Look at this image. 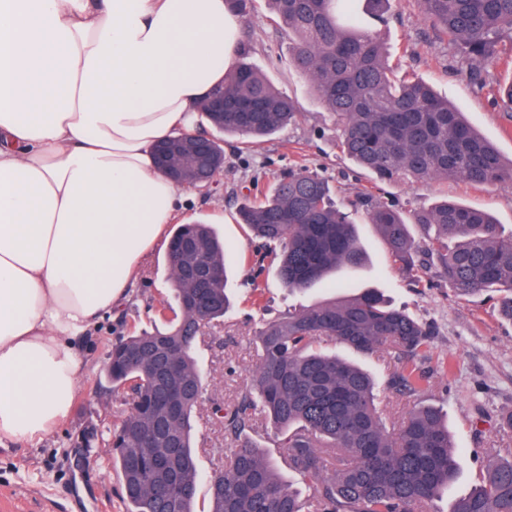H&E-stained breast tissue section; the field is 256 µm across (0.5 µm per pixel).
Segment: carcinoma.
Masks as SVG:
<instances>
[{
    "label": "carcinoma",
    "instance_id": "1",
    "mask_svg": "<svg viewBox=\"0 0 512 512\" xmlns=\"http://www.w3.org/2000/svg\"><path fill=\"white\" fill-rule=\"evenodd\" d=\"M289 41V65L311 82L339 126L346 157L387 182L454 179L469 185L512 181V159L478 134L462 114L422 80L399 77L377 34L362 15L382 19L392 0H265ZM436 37L470 62L467 76L500 62L498 42L512 38V0H415ZM224 111L199 105L218 133L244 144L270 137L298 115V106L239 55L224 76ZM493 103L512 122V79ZM368 223L378 227L394 262L418 286L433 264L436 276L460 299L490 292L512 321V238L487 212L442 198L407 215L397 205L360 198ZM238 223L263 241L285 287L305 290L336 269L362 264L351 214L333 199L326 178L306 168L278 177L271 190L245 197ZM421 225L423 244L411 226ZM191 236L195 250L168 263L178 305L164 331H141L112 344L104 373L125 393L127 411L112 436L113 463L122 475L125 512H193L197 463L192 412L202 403V375L194 359L192 322L219 321L229 306L228 253L209 224L178 225L176 240ZM208 295L203 311L189 306ZM257 364L230 410L218 406L231 448H215L212 512H422L458 478L462 458L442 414L416 405L391 433L377 408L372 377L320 350L340 344L363 353L409 359L427 350L431 333L375 290L296 308L265 321L253 336ZM427 380L405 364L388 389L414 395ZM260 415L276 429L283 465L314 487L308 502L284 481L266 451L248 435ZM341 453L336 466L329 458ZM448 512H512V456L490 455L481 483L455 498Z\"/></svg>",
    "mask_w": 512,
    "mask_h": 512
}]
</instances>
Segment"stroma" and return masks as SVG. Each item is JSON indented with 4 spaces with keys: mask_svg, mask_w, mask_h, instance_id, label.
I'll return each instance as SVG.
<instances>
[{
    "mask_svg": "<svg viewBox=\"0 0 512 512\" xmlns=\"http://www.w3.org/2000/svg\"><path fill=\"white\" fill-rule=\"evenodd\" d=\"M378 31L392 63L431 83L505 158H512V123L493 96L498 85L512 79V40L502 39V63L484 75L482 86L466 76L469 67L456 50L435 38L415 0H395L388 25ZM247 60L298 104L296 121L264 141L245 146L235 138L224 142V173L210 194L194 189L182 194V215L214 225L236 261L229 278L231 307L223 320L207 328L196 358L204 376L205 394L196 411V458L201 480L195 512H209L207 479L217 463L213 451L228 447L222 425L207 422L214 402L233 403L249 381L257 355L252 336L263 319L337 295L336 283L350 291H380L394 307L431 327L434 336L415 363L428 379L417 396L387 391V381L400 366L382 353L345 350L346 358L368 370L376 380L378 402L387 425H396L416 401L442 409L456 448L463 458V476L454 494L480 483L486 449L512 451V430L501 417L512 411V321L498 315L492 299L454 298L435 280L410 286L389 256L374 225L356 209L358 194L373 196L414 211L449 196L495 216L503 237L512 236V182L471 187L455 181L378 182L344 156L337 146L336 123L319 103L307 78L288 67V38L272 24L265 6H258L245 25ZM306 168L327 178L338 199L353 206L360 242L369 260L339 270L334 278L292 291L281 282L277 267L265 258L259 240L236 215L238 198L250 190L270 187L289 169ZM173 294L166 256L155 253L130 288L125 300L93 327L80 344L85 376L65 422L41 444L0 446V512H123L120 472L103 438L111 435L126 410L123 397L107 382L102 367L112 342L141 329L164 327L162 307ZM452 358L454 369L443 374L439 362Z\"/></svg>",
    "mask_w": 512,
    "mask_h": 512,
    "instance_id": "35a3bbf8",
    "label": "stroma"
}]
</instances>
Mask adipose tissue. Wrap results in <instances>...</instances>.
Listing matches in <instances>:
<instances>
[{"mask_svg": "<svg viewBox=\"0 0 512 512\" xmlns=\"http://www.w3.org/2000/svg\"><path fill=\"white\" fill-rule=\"evenodd\" d=\"M242 32L227 0H0V445L68 416L78 341L177 218L155 147L197 133Z\"/></svg>", "mask_w": 512, "mask_h": 512, "instance_id": "obj_1", "label": "adipose tissue"}]
</instances>
